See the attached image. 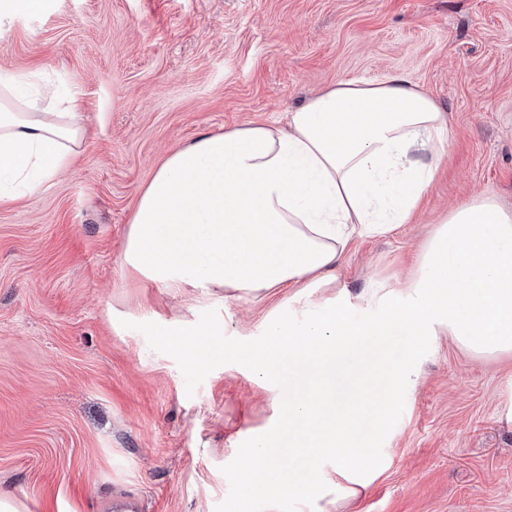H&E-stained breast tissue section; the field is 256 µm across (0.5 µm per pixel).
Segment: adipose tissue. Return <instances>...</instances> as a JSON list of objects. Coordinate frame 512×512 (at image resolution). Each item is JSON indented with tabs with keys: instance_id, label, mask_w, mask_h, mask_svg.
<instances>
[{
	"instance_id": "obj_1",
	"label": "adipose tissue",
	"mask_w": 512,
	"mask_h": 512,
	"mask_svg": "<svg viewBox=\"0 0 512 512\" xmlns=\"http://www.w3.org/2000/svg\"><path fill=\"white\" fill-rule=\"evenodd\" d=\"M31 73L0 69V204L40 193L70 164L83 136L76 94H29ZM448 114L400 74L339 81L289 113L286 127L248 123L208 133L169 153L138 198L124 263L151 283L248 294L322 287L355 237L406 223L433 183L448 142ZM407 302L381 288L350 318L346 293L269 319L260 341L229 348L283 394L274 427L256 434L240 461L245 497L266 494L290 455H308L311 477L289 498L340 495L379 461L428 337L453 336L475 355H512V213L477 198L451 211L421 248ZM220 326L170 323L165 344L198 368ZM398 337L392 362L383 346ZM359 355L360 379L342 367Z\"/></svg>"
}]
</instances>
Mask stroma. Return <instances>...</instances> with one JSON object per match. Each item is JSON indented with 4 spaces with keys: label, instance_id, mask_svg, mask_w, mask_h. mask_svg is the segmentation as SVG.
<instances>
[{
    "label": "stroma",
    "instance_id": "obj_1",
    "mask_svg": "<svg viewBox=\"0 0 512 512\" xmlns=\"http://www.w3.org/2000/svg\"><path fill=\"white\" fill-rule=\"evenodd\" d=\"M79 93L85 137L40 193L0 206V488L19 512H512V355L448 335L393 408L388 463L355 500H242L238 459L280 396L229 346L287 289L165 288L123 254L142 187L170 150L247 123L285 125L312 92L405 73L448 113L443 165L408 223L357 238L332 287L393 299L421 243L477 196L512 211V0H49L0 23V68ZM223 324L204 369L171 321Z\"/></svg>",
    "mask_w": 512,
    "mask_h": 512
}]
</instances>
